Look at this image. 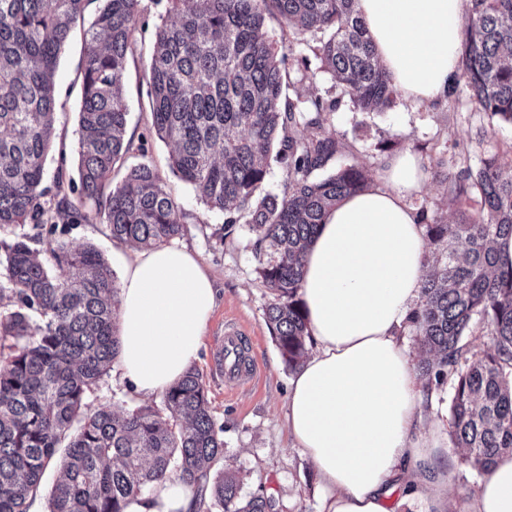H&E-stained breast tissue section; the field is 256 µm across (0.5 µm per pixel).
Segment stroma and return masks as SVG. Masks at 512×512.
Instances as JSON below:
<instances>
[{
  "label": "stroma",
  "mask_w": 512,
  "mask_h": 512,
  "mask_svg": "<svg viewBox=\"0 0 512 512\" xmlns=\"http://www.w3.org/2000/svg\"><path fill=\"white\" fill-rule=\"evenodd\" d=\"M101 0H90L84 19L78 22L65 45L56 73L57 114L56 150L46 163L47 190H54L58 167L75 172L78 164V112L81 107V72L85 61L82 33L95 17ZM167 0H141V17L135 44L127 59L123 94L128 104L127 136L144 142L146 155L131 154L127 165L149 160L159 170L163 184L181 207L185 234L176 244L186 247L202 263L218 286L217 306L209 320L199 357L194 366L203 377L212 414L224 427V463L241 469L243 490L264 491L278 499L282 512H320L322 490L310 460L295 448L288 432L285 413L288 389L296 371L282 358L266 325L264 310L271 294L262 283L254 258L256 236L247 225H236L233 234L224 232L222 213L209 210L198 192L168 168L169 146L150 134V97L146 68L155 29L166 17ZM307 94L339 98L331 117V128L346 149L338 164H359L376 175L386 153L414 151L428 160L447 158L456 167L478 166L491 152L512 156V126L491 121L473 103L466 86L435 104L415 103L398 98L385 112H361L348 96L335 87L330 75L318 72L313 82L305 83ZM416 211L424 212L427 222L455 223L459 218L439 176L428 174L422 191L413 198ZM23 233L34 237L35 248L49 254L59 243L73 247L92 244L103 253L114 274H121L130 257L128 245L112 241L103 224L34 227L27 224ZM237 320L252 338V355L262 369L258 386L237 394L224 392V378L211 369L210 359L225 319ZM449 385H430L420 406L422 431L429 441L451 445ZM161 394L148 397L131 392L118 366L108 374L90 397L92 406L107 405L121 412L150 403L161 404Z\"/></svg>",
  "instance_id": "obj_1"
}]
</instances>
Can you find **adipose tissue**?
<instances>
[{"label":"adipose tissue","mask_w":512,"mask_h":512,"mask_svg":"<svg viewBox=\"0 0 512 512\" xmlns=\"http://www.w3.org/2000/svg\"><path fill=\"white\" fill-rule=\"evenodd\" d=\"M468 0H357L375 55L406 99L445 96L458 72ZM427 165L390 157L375 181L326 213L300 290L312 350L290 382L286 421L323 486L321 512H388L394 491L448 486L443 448L420 435L423 386L399 336L426 276V241L411 200ZM118 364L145 396L197 359L217 288L178 246L136 250L120 280ZM193 491L156 483L125 512H189ZM468 512H512V454L484 476Z\"/></svg>","instance_id":"ef3b65f1"}]
</instances>
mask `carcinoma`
Returning <instances> with one entry per match:
<instances>
[{
    "instance_id": "1",
    "label": "carcinoma",
    "mask_w": 512,
    "mask_h": 512,
    "mask_svg": "<svg viewBox=\"0 0 512 512\" xmlns=\"http://www.w3.org/2000/svg\"><path fill=\"white\" fill-rule=\"evenodd\" d=\"M88 0H0V512H27L59 477L49 512H124L127 501L175 477L200 492L203 512H278L275 497L243 493L224 468L216 423L194 369L163 393V408L118 413L89 397L119 354V288L93 246L57 245L42 259L21 224L98 219L114 241L155 247L186 231L157 168L141 162L104 192L116 164L142 147L126 139L120 95L141 0H102L84 30L78 179L42 187L55 138V72ZM357 0H171L148 63L151 133L173 145L170 167L224 214V234L246 224L272 294L265 320L283 359L299 368L310 340L299 290L303 261L327 209L363 189L358 164L330 169L343 144L328 130L336 100L306 97L284 67L286 49L319 35L312 52L353 104L390 110L397 92L376 62ZM275 18L288 43L267 29ZM512 0H469L460 75L474 102L512 125ZM286 163L283 196L261 194L272 149ZM449 198H478V217L428 224L443 269L427 278L407 326L433 354L423 372L452 389V440L479 474L512 453V265L495 239L512 236V163L444 171ZM493 348L465 341L472 320Z\"/></svg>"
}]
</instances>
